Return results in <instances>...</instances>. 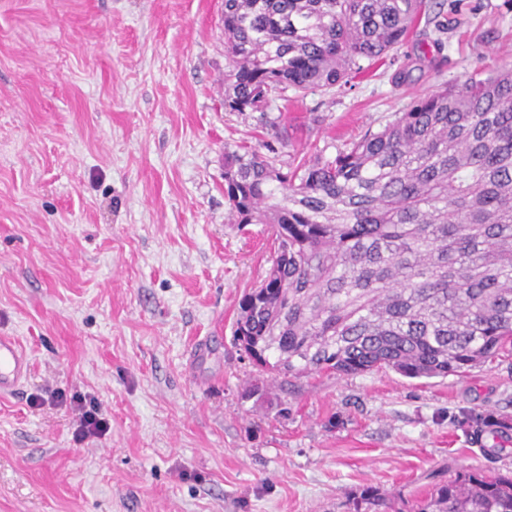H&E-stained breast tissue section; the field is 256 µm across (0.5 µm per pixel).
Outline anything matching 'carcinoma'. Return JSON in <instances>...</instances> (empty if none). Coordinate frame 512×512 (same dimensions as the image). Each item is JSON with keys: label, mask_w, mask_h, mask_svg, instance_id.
<instances>
[{"label": "carcinoma", "mask_w": 512, "mask_h": 512, "mask_svg": "<svg viewBox=\"0 0 512 512\" xmlns=\"http://www.w3.org/2000/svg\"><path fill=\"white\" fill-rule=\"evenodd\" d=\"M422 0H224V110L264 111L349 83L393 52ZM224 152L241 224L274 236L234 341L283 376L408 378L477 367L512 345V68L417 99L333 158ZM414 512H512V475L460 473Z\"/></svg>", "instance_id": "1"}]
</instances>
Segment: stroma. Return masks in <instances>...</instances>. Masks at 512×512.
Returning <instances> with one entry per match:
<instances>
[{
    "instance_id": "obj_1",
    "label": "stroma",
    "mask_w": 512,
    "mask_h": 512,
    "mask_svg": "<svg viewBox=\"0 0 512 512\" xmlns=\"http://www.w3.org/2000/svg\"><path fill=\"white\" fill-rule=\"evenodd\" d=\"M426 3L398 62L269 109L298 155H335L416 98L512 66V0ZM223 14L0 0V334L31 360L0 396V512H367L371 490L410 512L459 473L512 471L511 353L460 376L277 386L235 345L274 243L238 224L224 153L273 132L224 109ZM75 398L108 432L75 443Z\"/></svg>"
}]
</instances>
